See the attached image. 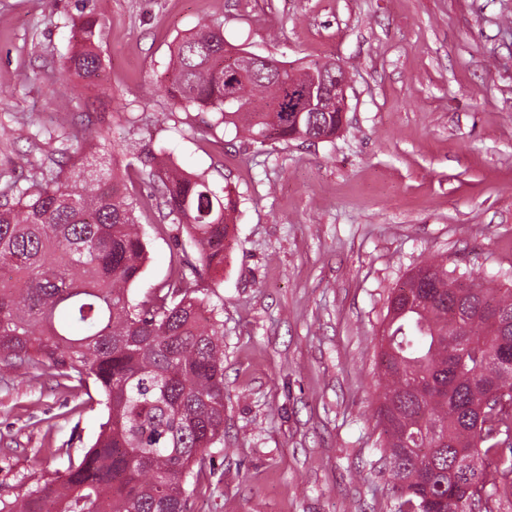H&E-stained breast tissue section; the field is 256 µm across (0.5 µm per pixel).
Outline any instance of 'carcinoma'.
I'll return each instance as SVG.
<instances>
[{
    "label": "carcinoma",
    "mask_w": 512,
    "mask_h": 512,
    "mask_svg": "<svg viewBox=\"0 0 512 512\" xmlns=\"http://www.w3.org/2000/svg\"><path fill=\"white\" fill-rule=\"evenodd\" d=\"M93 16L77 27L63 73L95 85L103 69ZM245 50L220 25L200 22L170 52L164 91L173 104L220 114L222 122L263 145L275 140L329 141L345 116L280 112L289 84L305 68L269 58L225 79L224 62ZM233 94L237 107L225 109ZM76 143L63 163L47 157L21 187L0 191V365L24 363L83 387L93 383L107 412L95 442L77 462L53 471L0 512H43L49 494L63 512H186L192 466L224 437L223 308L203 313L186 270L224 268V241L237 208L204 174L143 162L149 202L132 192L129 172L100 168L84 154L87 132L34 128ZM157 209L186 232L197 252L177 261L142 301L130 289L149 259L136 211ZM512 352V288L493 296L441 261L417 269L395 289L379 340L378 420L382 458L402 502L399 512H494L512 499V383L496 365Z\"/></svg>",
    "instance_id": "obj_1"
}]
</instances>
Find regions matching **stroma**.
Listing matches in <instances>:
<instances>
[{
  "instance_id": "stroma-1",
  "label": "stroma",
  "mask_w": 512,
  "mask_h": 512,
  "mask_svg": "<svg viewBox=\"0 0 512 512\" xmlns=\"http://www.w3.org/2000/svg\"><path fill=\"white\" fill-rule=\"evenodd\" d=\"M87 13L103 24L89 88L60 72ZM203 20L294 68L337 60L341 133L260 147L173 105L171 46ZM0 91V187L60 151L14 137L33 121L100 132L90 151L120 166L148 156L206 173L238 201L223 269L194 279L204 305L224 307V440L189 484V512H397L377 418L387 298L437 258L487 288L512 272V0H0ZM145 222L134 299L196 251ZM105 419L97 393L0 371V495L78 457Z\"/></svg>"
}]
</instances>
